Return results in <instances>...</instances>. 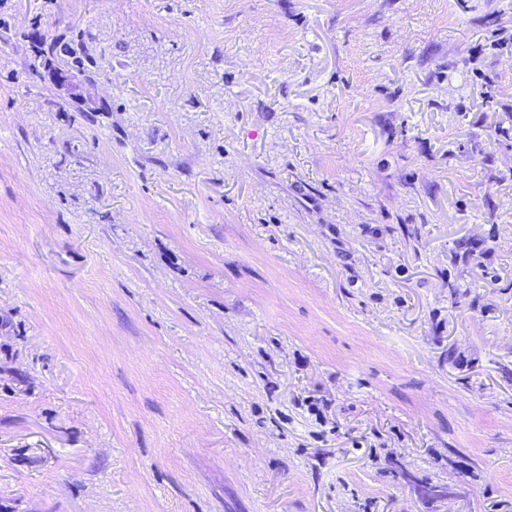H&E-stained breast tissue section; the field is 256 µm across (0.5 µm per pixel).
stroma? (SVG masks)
Wrapping results in <instances>:
<instances>
[{
    "mask_svg": "<svg viewBox=\"0 0 512 512\" xmlns=\"http://www.w3.org/2000/svg\"><path fill=\"white\" fill-rule=\"evenodd\" d=\"M0 512H512V0H0ZM84 36L80 35L76 42L72 41L63 49L71 60L72 67L78 72H84L89 66H96L94 57L88 52Z\"/></svg>",
    "mask_w": 512,
    "mask_h": 512,
    "instance_id": "35a3bbf8",
    "label": "stroma"
}]
</instances>
